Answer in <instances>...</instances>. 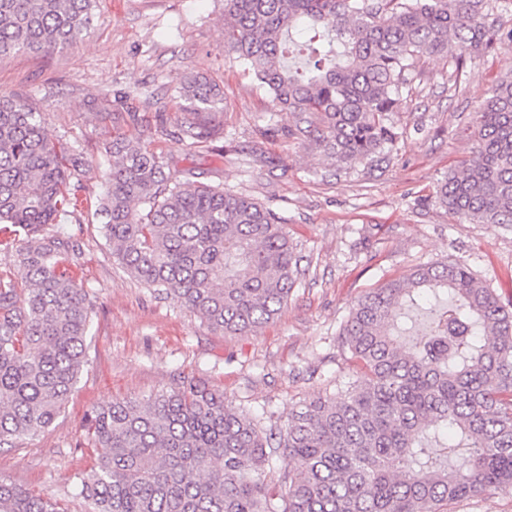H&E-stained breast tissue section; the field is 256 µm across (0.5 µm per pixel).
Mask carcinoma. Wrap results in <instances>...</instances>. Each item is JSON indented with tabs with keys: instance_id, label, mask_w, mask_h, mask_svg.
<instances>
[{
	"instance_id": "carcinoma-1",
	"label": "carcinoma",
	"mask_w": 512,
	"mask_h": 512,
	"mask_svg": "<svg viewBox=\"0 0 512 512\" xmlns=\"http://www.w3.org/2000/svg\"><path fill=\"white\" fill-rule=\"evenodd\" d=\"M95 0H0V57L75 42ZM512 0H224V43L293 114L289 136L351 167L395 140L390 114L425 54L456 69L512 41ZM194 111L177 139L213 145L201 119L224 91L180 82ZM475 156L435 200L474 224H512V76L477 115ZM100 199L112 257L209 326L247 333L274 321L295 287L284 219L254 199L165 172L139 141L115 136ZM40 114L0 97V233H23L16 277L0 276V446L45 431L86 363L89 295L81 253L45 232L77 206L82 175ZM340 346L357 379L264 428L201 383L94 408V465L79 494L94 512H447L490 487L512 490V303L465 266L414 269L361 296ZM442 446L444 457L432 446ZM285 462L277 483L267 469ZM0 512H57L48 496L0 482Z\"/></svg>"
}]
</instances>
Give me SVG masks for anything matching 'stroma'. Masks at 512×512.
<instances>
[{
    "label": "stroma",
    "instance_id": "1",
    "mask_svg": "<svg viewBox=\"0 0 512 512\" xmlns=\"http://www.w3.org/2000/svg\"><path fill=\"white\" fill-rule=\"evenodd\" d=\"M453 68L452 58L423 56L420 83L391 115L397 139L387 161L339 168L288 137L291 114L276 111L228 53L224 0H96L79 41L0 57V93L41 112L47 135L89 166L71 185L75 210L49 230L79 245L75 273L92 303L75 389L48 430L0 448V481L50 495L59 512H91L75 488L93 465L88 413L191 381L265 423H284L293 408L355 373L339 332L358 298L415 267L461 264L512 301V225L470 223L433 198L437 182L471 159L476 113L512 73V42L468 64L452 89ZM190 71L224 91L211 114L223 151L190 149L174 136L188 110L177 87ZM119 134L285 218L303 275L273 323L245 334L213 329L113 259L97 205L111 164L105 146ZM258 144L268 162L253 161Z\"/></svg>",
    "mask_w": 512,
    "mask_h": 512
}]
</instances>
